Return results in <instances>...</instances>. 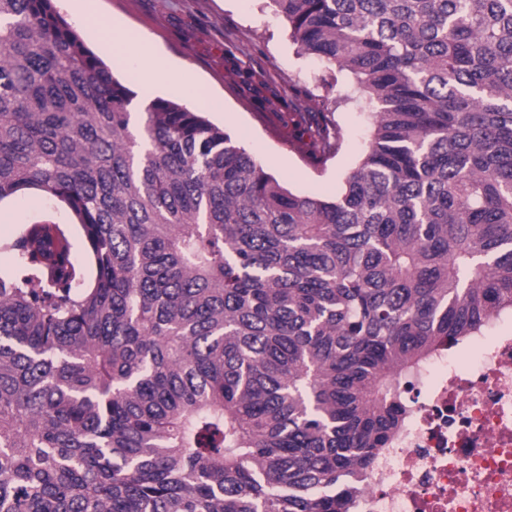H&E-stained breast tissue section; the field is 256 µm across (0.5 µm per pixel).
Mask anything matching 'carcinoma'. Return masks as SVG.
<instances>
[{"mask_svg":"<svg viewBox=\"0 0 512 512\" xmlns=\"http://www.w3.org/2000/svg\"><path fill=\"white\" fill-rule=\"evenodd\" d=\"M374 131L301 196L132 90L53 0H0V512H352L438 348L512 315V0H270ZM323 152H338L325 115ZM76 223L62 203L38 193L32 192L5 199L0 203L1 272L12 268L10 254L3 250V245L17 237L25 224H60L69 237L75 258L83 268L86 284H92L96 271L91 263L81 228Z\"/></svg>","mask_w":512,"mask_h":512,"instance_id":"obj_1","label":"carcinoma"}]
</instances>
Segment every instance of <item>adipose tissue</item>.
<instances>
[{
    "instance_id": "adipose-tissue-1",
    "label": "adipose tissue",
    "mask_w": 512,
    "mask_h": 512,
    "mask_svg": "<svg viewBox=\"0 0 512 512\" xmlns=\"http://www.w3.org/2000/svg\"><path fill=\"white\" fill-rule=\"evenodd\" d=\"M98 3L99 0H71L73 9L88 23L104 46L126 48L138 67L142 93L151 94L162 81L176 72L175 63L144 34L108 16Z\"/></svg>"
}]
</instances>
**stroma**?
<instances>
[{"instance_id": "stroma-1", "label": "stroma", "mask_w": 512, "mask_h": 512, "mask_svg": "<svg viewBox=\"0 0 512 512\" xmlns=\"http://www.w3.org/2000/svg\"><path fill=\"white\" fill-rule=\"evenodd\" d=\"M120 18L180 64L159 97L191 105L190 89L213 93L203 112L296 194L335 196L356 168L372 126L353 78L322 83L324 62L298 53L286 20L269 0H102ZM332 111L343 131L337 154L314 159L302 148L303 112ZM28 224L65 229L86 283L96 275L80 226L59 201L32 192L0 202V270L12 260L3 245Z\"/></svg>"}]
</instances>
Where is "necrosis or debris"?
Instances as JSON below:
<instances>
[{
	"label": "necrosis or debris",
	"mask_w": 512,
	"mask_h": 512,
	"mask_svg": "<svg viewBox=\"0 0 512 512\" xmlns=\"http://www.w3.org/2000/svg\"><path fill=\"white\" fill-rule=\"evenodd\" d=\"M405 393L408 419L361 475L355 512H512V328L491 317Z\"/></svg>",
	"instance_id": "necrosis-or-debris-1"
}]
</instances>
